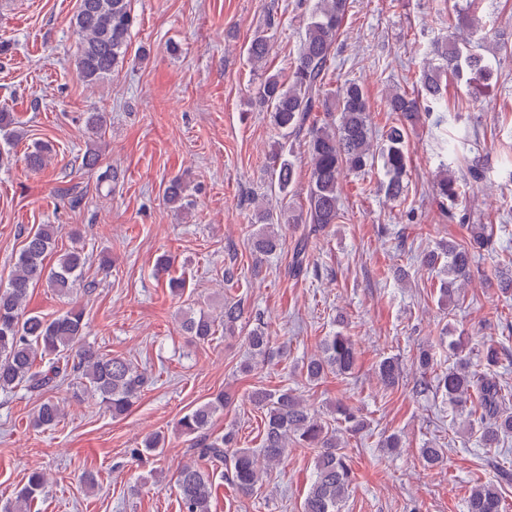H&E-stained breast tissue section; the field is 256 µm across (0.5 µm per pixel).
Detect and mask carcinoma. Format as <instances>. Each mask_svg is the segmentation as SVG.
Wrapping results in <instances>:
<instances>
[{
	"label": "carcinoma",
	"instance_id": "cac0c4a2",
	"mask_svg": "<svg viewBox=\"0 0 512 512\" xmlns=\"http://www.w3.org/2000/svg\"><path fill=\"white\" fill-rule=\"evenodd\" d=\"M349 0H317L303 38L302 49L288 81L279 74L265 77L259 101L269 112L275 128L298 134L308 128L307 152L311 162L310 190L306 214H290L285 221L304 222L323 230L339 218L340 178L346 171L360 174L380 163L383 179L379 191L391 201L405 197L408 172V130L423 112H437L444 99L443 77L465 72L469 83L488 81L491 70L483 55L463 50L453 38L436 43L434 64L424 63L419 88L414 94L394 92L386 98L387 110L394 121L382 134V142H373L370 135L368 105L363 85L348 79L340 86L329 87L328 73L336 58V44L348 11ZM134 25L131 0H79L74 26L79 39L75 58L82 81L94 84L104 81L127 62L130 33ZM270 51L269 38L256 35L246 53L253 69L266 71ZM315 112H337L338 120L318 123ZM50 145L37 142L27 153L26 164L32 170L45 166ZM272 171L281 194H287L295 176L293 163L285 157L284 146L272 154ZM186 186L179 177L168 181L164 189L167 203L183 207ZM436 198L441 209L457 205L460 189L457 180L439 175ZM261 227L251 234L252 245L259 254H270L280 245L275 227L280 221L273 210L257 209ZM467 239L443 242L439 250L423 257L429 269L440 268L448 275L442 296L453 299L459 287L470 282L473 258L488 247L493 235L486 224L466 225ZM62 227L39 224L25 237L6 287L0 289V390L20 384L31 392L45 393L72 376L82 390L99 400L114 417L128 413L149 384L147 375L120 355L104 354L85 343L84 311L72 305L53 318L25 311L30 290L44 283L60 296L70 297L83 277L86 257L83 249L73 247L55 253L56 239ZM307 239L297 241L292 255V270L299 273L306 262ZM55 263L48 265L49 256ZM243 316L240 303H224L222 321L208 313L193 309L181 312V328L200 343L209 342L220 325L232 333ZM256 359L272 356L271 338L263 326L254 327L246 336ZM448 351L455 358L448 370L433 376L435 391L448 400L454 414L467 413V426L479 432V445L490 451L502 448L512 438V390H505L499 380L488 373L471 369L472 357L491 367L499 363L501 351L492 343L467 347L463 339L448 342ZM44 358L42 365L37 358ZM358 361L355 344L350 337L337 332L324 337L318 353L311 356L303 369L306 380L317 384L328 375L344 377L353 373ZM378 376L387 387H395L401 379V368L394 357H385L378 364ZM249 402L264 412L261 448L251 450L237 446L236 434L227 431L209 436L214 415L224 410V395L217 394L196 406L179 420L187 436H202L199 456L224 465L225 477L243 496L254 495L262 486L261 467L273 466L283 460L288 444H298L315 454L314 477L308 488L301 512H339L353 482V471L346 445L337 433L350 436L365 428V420L349 406L336 408L334 428L321 414L306 407L291 388L253 389ZM60 403L47 398L42 401L34 420L45 429L58 424ZM46 479L41 472H32L27 482L3 512H29L31 504L42 494ZM214 474L196 461L181 464L175 476V487L181 512H209ZM499 480L487 478L478 482L466 501L467 512H502L503 498Z\"/></svg>",
	"mask_w": 512,
	"mask_h": 512
}]
</instances>
